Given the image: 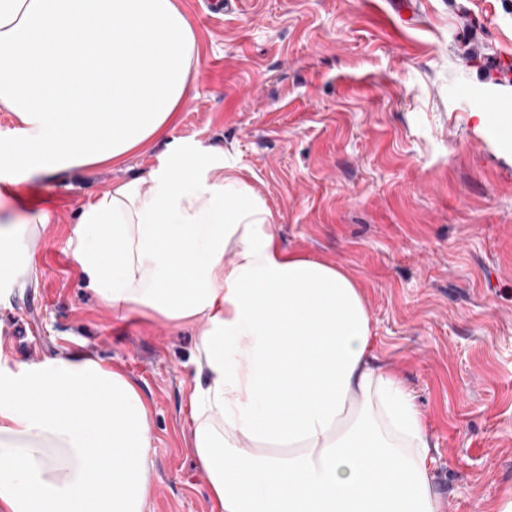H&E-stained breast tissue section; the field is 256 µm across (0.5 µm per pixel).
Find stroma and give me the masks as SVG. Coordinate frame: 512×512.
Returning <instances> with one entry per match:
<instances>
[{
    "instance_id": "stroma-1",
    "label": "stroma",
    "mask_w": 512,
    "mask_h": 512,
    "mask_svg": "<svg viewBox=\"0 0 512 512\" xmlns=\"http://www.w3.org/2000/svg\"><path fill=\"white\" fill-rule=\"evenodd\" d=\"M192 90L119 167L42 179L0 164V225L40 218L0 274L10 367L87 352L151 411L148 512H211L189 445L197 328L113 317L84 288L68 239L113 182L145 178L172 146L224 152L263 196L285 250L363 285L376 353L413 391L435 445L441 512H493L512 489V0H242L208 13Z\"/></svg>"
}]
</instances>
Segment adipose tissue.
I'll return each mask as SVG.
<instances>
[{"label":"adipose tissue","mask_w":512,"mask_h":512,"mask_svg":"<svg viewBox=\"0 0 512 512\" xmlns=\"http://www.w3.org/2000/svg\"><path fill=\"white\" fill-rule=\"evenodd\" d=\"M198 38L179 0H0V162L43 178L118 166L187 97ZM116 313L198 330L192 449L217 512H439L431 441L374 350L361 283L285 251L223 157L173 150L83 206L68 240ZM0 512H146L153 444L138 385L78 352L7 368Z\"/></svg>","instance_id":"obj_1"}]
</instances>
